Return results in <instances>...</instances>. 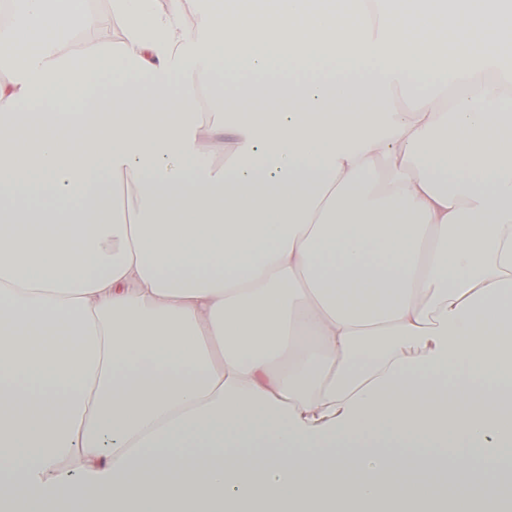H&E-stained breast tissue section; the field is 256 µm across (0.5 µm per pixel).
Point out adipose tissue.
<instances>
[{
	"instance_id": "ef3b65f1",
	"label": "adipose tissue",
	"mask_w": 512,
	"mask_h": 512,
	"mask_svg": "<svg viewBox=\"0 0 512 512\" xmlns=\"http://www.w3.org/2000/svg\"><path fill=\"white\" fill-rule=\"evenodd\" d=\"M10 3L13 512H422L460 479L453 512H501L512 12L210 0L190 30L189 0H111L118 39L75 58L62 37L96 25L88 0ZM227 72L249 80L211 93ZM409 78L441 96L399 106Z\"/></svg>"
}]
</instances>
